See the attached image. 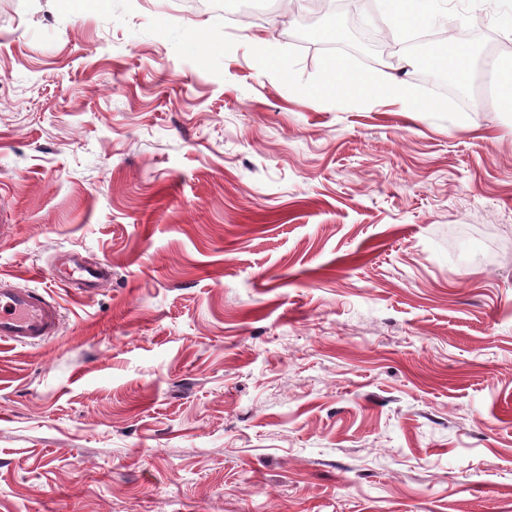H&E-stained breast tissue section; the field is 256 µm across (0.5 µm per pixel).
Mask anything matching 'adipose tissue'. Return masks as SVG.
I'll return each mask as SVG.
<instances>
[{"mask_svg": "<svg viewBox=\"0 0 512 512\" xmlns=\"http://www.w3.org/2000/svg\"><path fill=\"white\" fill-rule=\"evenodd\" d=\"M383 20L392 34L400 36L427 28L432 22L433 0H381ZM406 63L411 68H429L441 65L457 83L470 82L471 56L468 49L450 45L443 56L433 55L410 57ZM322 95L334 98H360L366 101L385 99L407 108L412 112L424 111L425 106L414 100L407 84L393 76L384 77L378 83H371L363 75L352 71L344 59L329 62L326 78L319 88Z\"/></svg>", "mask_w": 512, "mask_h": 512, "instance_id": "adipose-tissue-1", "label": "adipose tissue"}]
</instances>
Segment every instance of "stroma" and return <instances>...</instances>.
Masks as SVG:
<instances>
[{
  "label": "stroma",
  "instance_id": "1",
  "mask_svg": "<svg viewBox=\"0 0 512 512\" xmlns=\"http://www.w3.org/2000/svg\"><path fill=\"white\" fill-rule=\"evenodd\" d=\"M224 3L0 0V281L62 314L0 342V512H512V0H438L427 112L313 92L393 72L380 0ZM251 49L255 62L261 70L281 76L289 74L287 62L276 56L270 41L257 38L253 40ZM438 55H443L440 59ZM437 62L457 83L467 86L470 82L471 56L468 49L450 43L447 49L437 55L408 57L406 63L411 68H430ZM49 280L59 285H81L84 288H103L110 274L101 264H85L77 260L52 262L48 265Z\"/></svg>",
  "mask_w": 512,
  "mask_h": 512
}]
</instances>
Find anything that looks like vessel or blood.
Wrapping results in <instances>:
<instances>
[{"label": "vessel or blood", "instance_id": "vessel-or-blood-1", "mask_svg": "<svg viewBox=\"0 0 512 512\" xmlns=\"http://www.w3.org/2000/svg\"><path fill=\"white\" fill-rule=\"evenodd\" d=\"M51 282L102 288L110 274L100 264L77 260L50 263L47 270ZM60 323V308L42 292L11 285L0 286V341L16 344H42L55 336Z\"/></svg>", "mask_w": 512, "mask_h": 512}]
</instances>
